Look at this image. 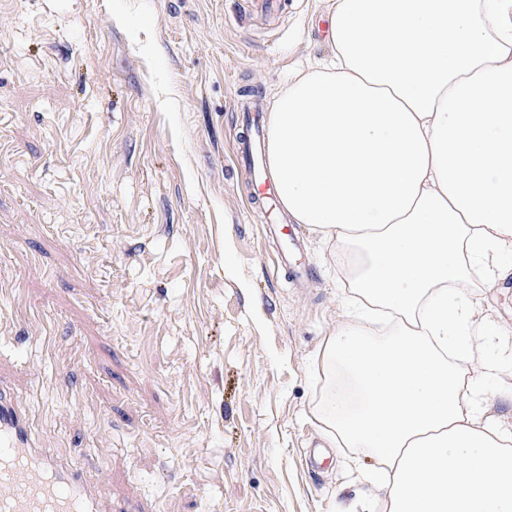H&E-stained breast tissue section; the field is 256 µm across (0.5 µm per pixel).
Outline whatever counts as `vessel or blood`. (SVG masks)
Wrapping results in <instances>:
<instances>
[{
    "mask_svg": "<svg viewBox=\"0 0 512 512\" xmlns=\"http://www.w3.org/2000/svg\"><path fill=\"white\" fill-rule=\"evenodd\" d=\"M254 118L239 137L241 161L253 168L252 181L264 201H277L263 147L264 116ZM102 477L54 457L31 437L28 413L12 388L0 380V512H112Z\"/></svg>",
    "mask_w": 512,
    "mask_h": 512,
    "instance_id": "vessel-or-blood-1",
    "label": "vessel or blood"
}]
</instances>
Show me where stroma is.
I'll return each mask as SVG.
<instances>
[{"label":"stroma","instance_id":"1","mask_svg":"<svg viewBox=\"0 0 512 512\" xmlns=\"http://www.w3.org/2000/svg\"><path fill=\"white\" fill-rule=\"evenodd\" d=\"M237 3L0 0V377L126 512H374L314 416L343 256L292 224L281 267L236 158L240 96L326 61L328 0ZM469 279L512 428V278Z\"/></svg>","mask_w":512,"mask_h":512}]
</instances>
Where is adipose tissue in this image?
I'll return each instance as SVG.
<instances>
[{"instance_id": "ef3b65f1", "label": "adipose tissue", "mask_w": 512, "mask_h": 512, "mask_svg": "<svg viewBox=\"0 0 512 512\" xmlns=\"http://www.w3.org/2000/svg\"><path fill=\"white\" fill-rule=\"evenodd\" d=\"M329 65L268 118L289 223L341 248L355 298L314 415L368 449L382 512H512V431L467 377L470 269L512 272V0H333Z\"/></svg>"}]
</instances>
